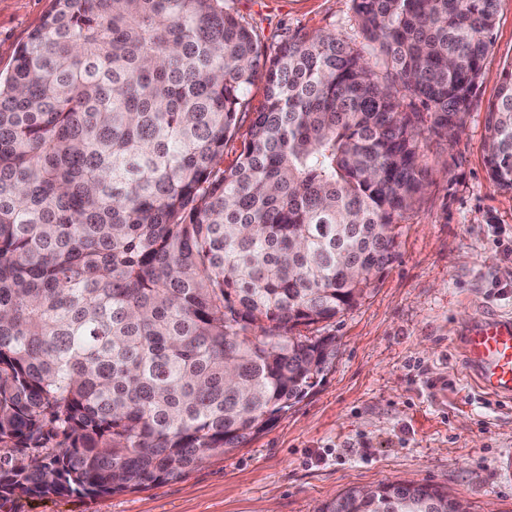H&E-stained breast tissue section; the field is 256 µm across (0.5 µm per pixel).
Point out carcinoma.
<instances>
[{"label": "carcinoma", "instance_id": "carcinoma-1", "mask_svg": "<svg viewBox=\"0 0 512 512\" xmlns=\"http://www.w3.org/2000/svg\"><path fill=\"white\" fill-rule=\"evenodd\" d=\"M274 54L227 0H53L0 77V500L98 497L233 453L330 370L456 137L498 0H354ZM265 101L247 129L250 87ZM240 140L236 164L224 147ZM512 191V67L487 117ZM430 484L318 512H451Z\"/></svg>", "mask_w": 512, "mask_h": 512}]
</instances>
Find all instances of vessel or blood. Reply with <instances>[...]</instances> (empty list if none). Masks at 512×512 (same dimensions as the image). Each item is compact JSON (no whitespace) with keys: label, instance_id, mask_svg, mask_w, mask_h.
Returning <instances> with one entry per match:
<instances>
[{"label":"vessel or blood","instance_id":"1","mask_svg":"<svg viewBox=\"0 0 512 512\" xmlns=\"http://www.w3.org/2000/svg\"><path fill=\"white\" fill-rule=\"evenodd\" d=\"M463 360L477 387L512 401V316L469 320L459 339Z\"/></svg>","mask_w":512,"mask_h":512}]
</instances>
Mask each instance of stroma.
Masks as SVG:
<instances>
[{"label":"stroma","mask_w":512,"mask_h":512,"mask_svg":"<svg viewBox=\"0 0 512 512\" xmlns=\"http://www.w3.org/2000/svg\"><path fill=\"white\" fill-rule=\"evenodd\" d=\"M275 49L288 33L335 32L384 72L353 0H228ZM52 0H0V73ZM512 65V0H499L484 75L455 144L427 137L430 185L399 219L396 258L357 307L320 323L336 339L323 381L264 433L181 479L97 498H23L0 512H316L351 487L411 480L471 512H512L497 472L512 452V403L470 382L457 338L474 315L512 314V192L484 162L489 107Z\"/></svg>","instance_id":"35a3bbf8"}]
</instances>
